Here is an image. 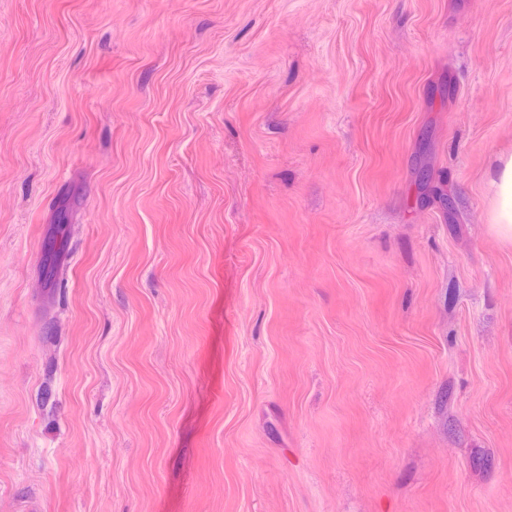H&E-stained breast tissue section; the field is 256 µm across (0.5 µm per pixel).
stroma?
Listing matches in <instances>:
<instances>
[{"label": "stroma", "instance_id": "stroma-1", "mask_svg": "<svg viewBox=\"0 0 512 512\" xmlns=\"http://www.w3.org/2000/svg\"><path fill=\"white\" fill-rule=\"evenodd\" d=\"M505 154L512 0H0V512H512ZM490 223L501 239L512 243V155H499L488 177Z\"/></svg>", "mask_w": 512, "mask_h": 512}]
</instances>
